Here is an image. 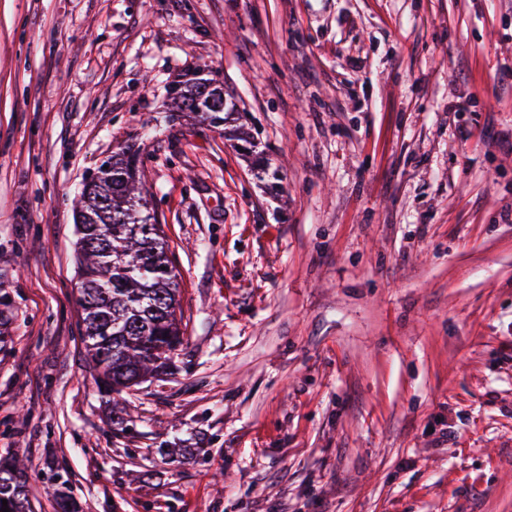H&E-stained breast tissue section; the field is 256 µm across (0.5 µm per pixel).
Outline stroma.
I'll return each instance as SVG.
<instances>
[{"instance_id": "1", "label": "stroma", "mask_w": 512, "mask_h": 512, "mask_svg": "<svg viewBox=\"0 0 512 512\" xmlns=\"http://www.w3.org/2000/svg\"><path fill=\"white\" fill-rule=\"evenodd\" d=\"M511 69L512 0H0V457L32 512L56 482L79 512H512ZM199 70L250 155L170 111ZM127 144L184 346L117 430L74 210Z\"/></svg>"}]
</instances>
